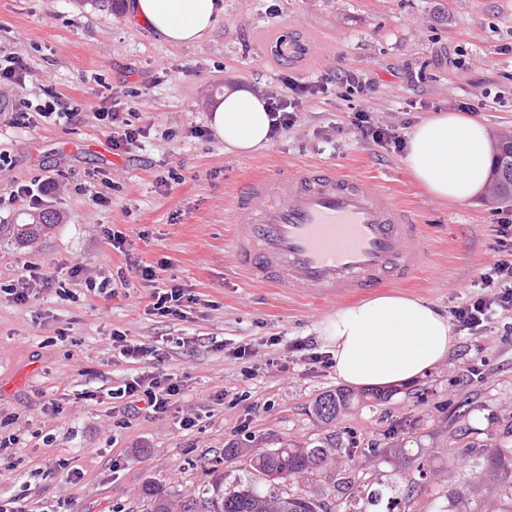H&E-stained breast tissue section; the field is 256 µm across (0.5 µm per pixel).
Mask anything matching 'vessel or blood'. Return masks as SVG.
Segmentation results:
<instances>
[{"label":"vessel or blood","instance_id":"1","mask_svg":"<svg viewBox=\"0 0 512 512\" xmlns=\"http://www.w3.org/2000/svg\"><path fill=\"white\" fill-rule=\"evenodd\" d=\"M230 244L246 278L338 301L412 281L430 240L417 215L376 181L298 165L252 178Z\"/></svg>","mask_w":512,"mask_h":512}]
</instances>
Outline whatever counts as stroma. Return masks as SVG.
<instances>
[{
	"label": "stroma",
	"instance_id": "stroma-1",
	"mask_svg": "<svg viewBox=\"0 0 512 512\" xmlns=\"http://www.w3.org/2000/svg\"><path fill=\"white\" fill-rule=\"evenodd\" d=\"M213 31L190 45L156 39L125 7L107 0H0V65L23 57L21 82L0 91V195L53 178L41 211L57 222L32 241L0 235V499L27 512H149L154 484L177 504L197 498L212 477L246 478L251 452L286 444L334 449L335 472L287 484L312 496L317 512H347L352 494L383 490L395 512H490L502 472L483 450L512 449V310H496L481 333L458 332L445 361L419 380L363 400L334 422L314 412L318 396L341 387L333 367L311 363L328 348L316 331L337 303L248 285L227 245L232 193L257 173L332 163L385 184L414 208L433 240L428 265L401 294L442 313L480 294L494 262V225L512 202L481 197L443 203L414 182L402 155L364 140L351 123L370 112L400 135L436 111H472L493 138L512 134V0H219ZM286 29L309 46L301 60L275 53ZM349 69L374 82L368 96L335 90L304 103L288 131L251 155L225 151L208 116L225 88L261 94L322 72ZM61 100L74 117L12 125L13 113ZM119 108L144 139L114 153L100 113ZM100 203H92L91 192ZM127 235L125 251L108 234ZM140 262L186 286L196 302L183 319L147 309L138 279L105 289L118 269ZM47 278L28 303L8 295L30 272ZM122 331L163 351L159 368L183 377L170 413L114 421L113 390L140 371L113 359ZM187 345H179L178 337ZM245 346L251 354L231 357ZM102 402L80 399L81 390ZM59 400L51 412L49 400ZM194 427L184 428L181 418ZM429 466L405 478V456ZM82 472L67 479L58 463ZM463 501L448 500L451 488Z\"/></svg>",
	"mask_w": 512,
	"mask_h": 512
}]
</instances>
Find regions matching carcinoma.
<instances>
[{
    "label": "carcinoma",
    "instance_id": "cac0c4a2",
    "mask_svg": "<svg viewBox=\"0 0 512 512\" xmlns=\"http://www.w3.org/2000/svg\"><path fill=\"white\" fill-rule=\"evenodd\" d=\"M495 194L498 201L512 200V138L501 140L496 148L492 171ZM55 222L52 212L46 211L32 218V223L17 229L20 238H33L38 232ZM353 394L345 389L322 393L315 401L317 416L330 423L342 410L350 407ZM489 462L502 472H512V450L488 449ZM331 449L320 445L306 448H276L262 450L249 462V477L236 485L224 487V474H217L202 490L201 509L191 505L182 506L180 512H317V504L308 496L292 495L280 486L314 469L326 465ZM150 498V512H173L171 501L144 488Z\"/></svg>",
    "mask_w": 512,
    "mask_h": 512
}]
</instances>
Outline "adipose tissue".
Segmentation results:
<instances>
[{
    "mask_svg": "<svg viewBox=\"0 0 512 512\" xmlns=\"http://www.w3.org/2000/svg\"><path fill=\"white\" fill-rule=\"evenodd\" d=\"M127 8L159 40L191 44L214 28L216 0H129ZM264 97L247 88L225 89L209 127L226 151L248 156L270 141ZM493 152L484 123L464 112H436L419 122L402 162L436 199L465 202L483 193ZM337 377L362 387L410 382L443 362L455 336L447 316L422 301L381 296L337 309L318 328Z\"/></svg>",
    "mask_w": 512,
    "mask_h": 512,
    "instance_id": "ef3b65f1",
    "label": "adipose tissue"
}]
</instances>
